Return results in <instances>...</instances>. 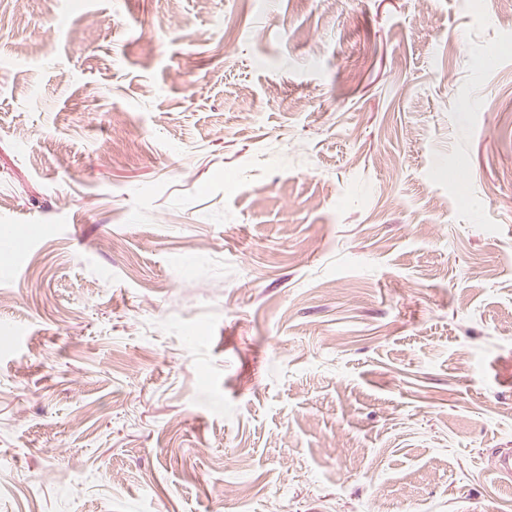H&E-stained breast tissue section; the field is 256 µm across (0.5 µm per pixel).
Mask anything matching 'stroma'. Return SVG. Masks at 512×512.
Wrapping results in <instances>:
<instances>
[{
    "label": "stroma",
    "mask_w": 512,
    "mask_h": 512,
    "mask_svg": "<svg viewBox=\"0 0 512 512\" xmlns=\"http://www.w3.org/2000/svg\"><path fill=\"white\" fill-rule=\"evenodd\" d=\"M512 0H0V512H512Z\"/></svg>",
    "instance_id": "1"
}]
</instances>
